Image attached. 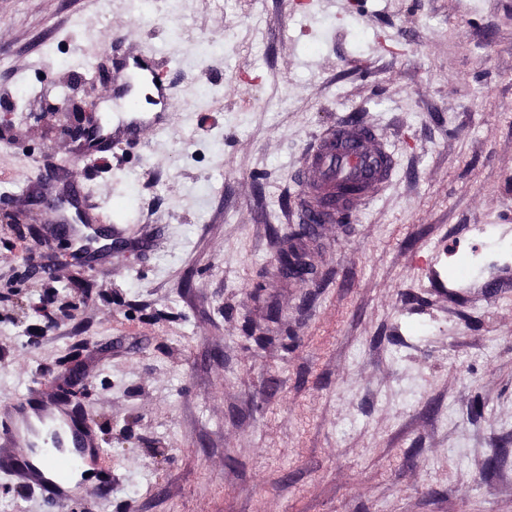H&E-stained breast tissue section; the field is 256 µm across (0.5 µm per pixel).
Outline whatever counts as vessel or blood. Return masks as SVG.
<instances>
[{
    "mask_svg": "<svg viewBox=\"0 0 512 512\" xmlns=\"http://www.w3.org/2000/svg\"><path fill=\"white\" fill-rule=\"evenodd\" d=\"M133 67L144 80L156 84L161 101L171 99L172 90L164 83L159 65L151 55H134ZM164 125V113H155L147 124L131 114L121 120L112 137L122 141ZM393 170L392 152L383 139L366 126L341 125L321 136L303 179L307 194L303 208L305 223L341 222L388 184ZM345 178L356 180L360 188L357 195L337 196L336 185ZM47 428L55 432L59 452L51 461L49 473L45 474L35 461L41 433ZM101 454L86 419L76 415L68 402L40 388H33L27 396L17 399L0 420V472L38 486L59 502H67L75 493L71 474Z\"/></svg>",
    "mask_w": 512,
    "mask_h": 512,
    "instance_id": "b4317fda",
    "label": "vessel or blood"
}]
</instances>
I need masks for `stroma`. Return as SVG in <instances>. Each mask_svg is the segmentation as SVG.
I'll return each instance as SVG.
<instances>
[{
	"label": "stroma",
	"instance_id": "1",
	"mask_svg": "<svg viewBox=\"0 0 512 512\" xmlns=\"http://www.w3.org/2000/svg\"><path fill=\"white\" fill-rule=\"evenodd\" d=\"M146 50L165 132L91 150L99 75ZM347 122L392 179L306 230ZM66 190L110 231L88 250L30 202ZM4 194L0 402L75 390L112 483L62 507L0 473V512H512V0H0ZM132 57L134 71L155 87L159 94V100L168 102L172 98V90L160 72L159 63L155 62L152 55L144 53L136 54ZM157 82H160V85H157Z\"/></svg>",
	"mask_w": 512,
	"mask_h": 512
}]
</instances>
